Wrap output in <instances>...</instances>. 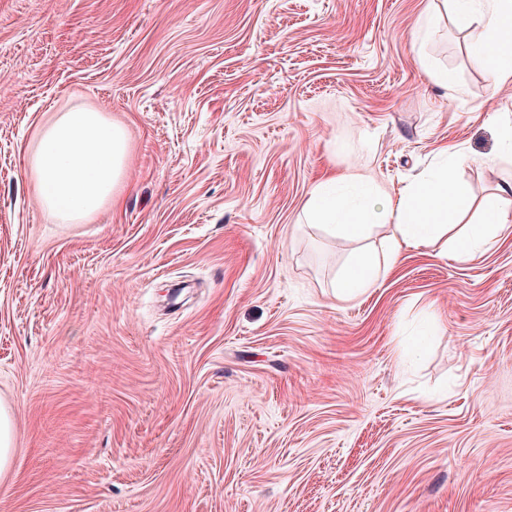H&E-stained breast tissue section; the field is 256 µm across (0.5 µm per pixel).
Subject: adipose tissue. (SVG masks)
Segmentation results:
<instances>
[{
  "mask_svg": "<svg viewBox=\"0 0 512 512\" xmlns=\"http://www.w3.org/2000/svg\"><path fill=\"white\" fill-rule=\"evenodd\" d=\"M461 20L475 19L483 42L475 61L498 83L512 82V0H454ZM124 129L94 109H73L44 127L31 159L42 207L55 219L76 223L107 204L126 178ZM339 177L323 178L314 188L306 212L308 225L331 235L364 238L375 226L388 229L385 251L362 247L355 252L336 288L351 295L372 286L393 268L403 250L428 246L447 234L472 208L468 189L439 171L378 198L362 189L361 200L340 197Z\"/></svg>",
  "mask_w": 512,
  "mask_h": 512,
  "instance_id": "1",
  "label": "adipose tissue"
}]
</instances>
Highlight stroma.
<instances>
[{
    "label": "stroma",
    "mask_w": 512,
    "mask_h": 512,
    "mask_svg": "<svg viewBox=\"0 0 512 512\" xmlns=\"http://www.w3.org/2000/svg\"><path fill=\"white\" fill-rule=\"evenodd\" d=\"M479 39L443 0H0V512H512V222L347 298L305 223L327 170L512 182ZM76 108L128 175L66 224L30 162ZM15 443L9 409L0 404V476L7 474L14 463Z\"/></svg>",
    "instance_id": "35a3bbf8"
}]
</instances>
